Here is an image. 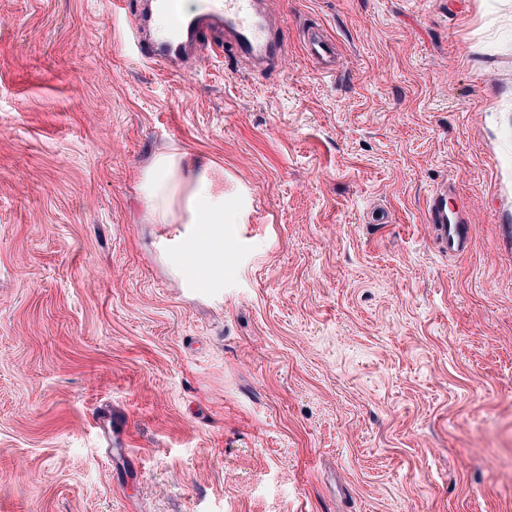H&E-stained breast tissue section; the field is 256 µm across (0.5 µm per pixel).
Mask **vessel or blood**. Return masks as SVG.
Here are the masks:
<instances>
[{
    "instance_id": "vessel-or-blood-1",
    "label": "vessel or blood",
    "mask_w": 512,
    "mask_h": 512,
    "mask_svg": "<svg viewBox=\"0 0 512 512\" xmlns=\"http://www.w3.org/2000/svg\"><path fill=\"white\" fill-rule=\"evenodd\" d=\"M175 0H138L130 27L131 42L146 57L169 71L192 67L201 45V35L208 30L224 33V42L236 58L258 64L274 63L283 43L271 34L272 24L262 7V0H218L203 12L175 16L168 39H156L153 32L155 10H171ZM306 54L320 66H327L335 53L333 44L323 35L309 37ZM447 188L434 189L428 201L427 221L432 224L439 247L446 254L466 252L471 243V229L462 207H449Z\"/></svg>"
}]
</instances>
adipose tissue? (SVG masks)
Segmentation results:
<instances>
[{"label":"adipose tissue","mask_w":512,"mask_h":512,"mask_svg":"<svg viewBox=\"0 0 512 512\" xmlns=\"http://www.w3.org/2000/svg\"><path fill=\"white\" fill-rule=\"evenodd\" d=\"M140 189L150 223L183 227L164 242L162 261L194 287H223L224 227L246 223L248 213L216 189L212 163L177 148L155 154L141 173Z\"/></svg>","instance_id":"adipose-tissue-1"}]
</instances>
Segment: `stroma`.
Instances as JSON below:
<instances>
[{
    "label": "stroma",
    "mask_w": 512,
    "mask_h": 512,
    "mask_svg": "<svg viewBox=\"0 0 512 512\" xmlns=\"http://www.w3.org/2000/svg\"><path fill=\"white\" fill-rule=\"evenodd\" d=\"M268 8L277 68L174 74L112 0H0V512H512V0ZM174 146L248 192L223 287L144 217ZM305 52L313 62L326 69L330 58L335 54V48L322 34H315L305 41ZM448 187H438L429 196L427 222L432 224L439 248L445 254H460L469 249L471 243L470 225L463 214V208L456 202L455 209L448 212Z\"/></svg>",
    "instance_id": "stroma-1"
}]
</instances>
